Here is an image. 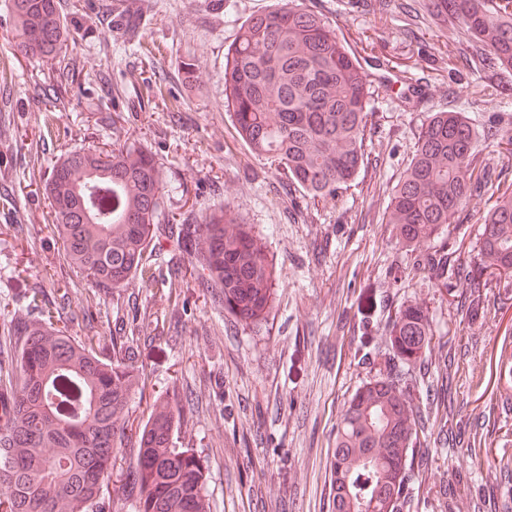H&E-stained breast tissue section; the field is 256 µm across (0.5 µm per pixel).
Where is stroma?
Here are the masks:
<instances>
[{
  "mask_svg": "<svg viewBox=\"0 0 512 512\" xmlns=\"http://www.w3.org/2000/svg\"><path fill=\"white\" fill-rule=\"evenodd\" d=\"M112 2L60 0L67 40L45 62L17 50L16 20L0 0V195L11 200L10 212L0 211V343L36 314L22 284L49 288L47 271L64 265L44 193L52 164L60 152L109 150L132 136L163 164L167 210L201 217L231 203L280 269L272 306L249 324L192 277H175L179 258L167 241L152 253V283L124 291L123 304L70 275L74 335L109 336L122 314L148 312L146 385L129 409L142 415L160 395L181 409L173 440L200 455L213 512H332L336 426L355 390L383 369L390 324L409 304L432 326L429 376L451 373L456 422L449 440L435 426L419 432L416 450L430 463L411 475L410 512H476L487 495L497 512H512V401L487 409L503 402L495 356L512 348V291L490 290L474 318L462 281L446 286L415 266L445 250L473 270L487 195L472 193L449 238L412 251L386 222L392 188L433 113H461L478 135L477 163L512 179V156L497 151L512 132V69L457 22L439 21L425 0H297L337 25L372 81L355 185L314 206L301 190H283L238 138L224 103V53L245 19L275 0H137L133 34L116 30ZM65 73L76 81L60 83ZM474 441L477 458L466 451Z\"/></svg>",
  "mask_w": 512,
  "mask_h": 512,
  "instance_id": "1",
  "label": "stroma"
}]
</instances>
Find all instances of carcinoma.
Instances as JSON below:
<instances>
[{"label": "carcinoma", "instance_id": "cac0c4a2", "mask_svg": "<svg viewBox=\"0 0 512 512\" xmlns=\"http://www.w3.org/2000/svg\"><path fill=\"white\" fill-rule=\"evenodd\" d=\"M492 0H427L512 68V11ZM22 53L55 58L63 15L56 0H10ZM371 81L336 28L286 0L247 19L224 53V98L240 137L281 179L316 204L352 187L364 164ZM478 139L458 112H436L421 127L402 178L392 189L386 223L402 245L450 234L469 196L491 191L475 245L484 281L469 287V311L482 309L485 288H512V182L494 183L475 163ZM49 228L68 266L96 287L124 291L148 277L146 254L163 240L186 257L199 286L216 290L238 321L259 320L270 306L278 268L263 239L237 221L231 206L205 223L163 211L161 169L136 141L107 152L66 151L45 181ZM445 282L459 268L431 259ZM35 318L0 349V512H99L103 486L127 474L134 512H211L205 467L193 448L176 447L180 413L149 406L130 423L139 386L142 322L120 337L74 336L61 302L31 291ZM432 330L423 311L405 306L391 325L393 357L416 365ZM419 396H413V391ZM445 405L434 381L416 371L392 372L361 384L349 399L334 452V512H409L407 469L418 429ZM136 459L129 472L122 448L133 428Z\"/></svg>", "mask_w": 512, "mask_h": 512}]
</instances>
